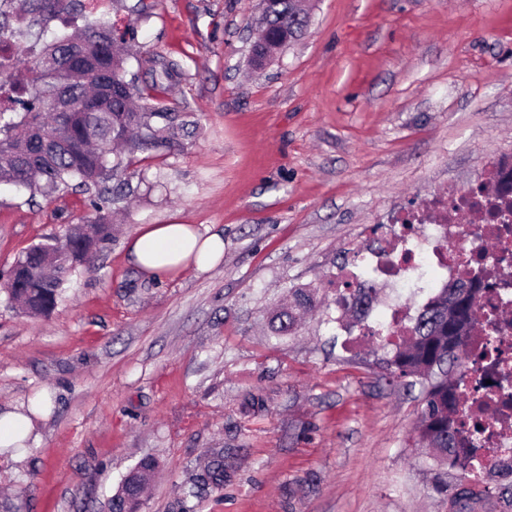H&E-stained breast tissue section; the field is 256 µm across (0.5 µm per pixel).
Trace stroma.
<instances>
[{
  "label": "stroma",
  "instance_id": "stroma-1",
  "mask_svg": "<svg viewBox=\"0 0 512 512\" xmlns=\"http://www.w3.org/2000/svg\"><path fill=\"white\" fill-rule=\"evenodd\" d=\"M307 4L306 33L258 68L260 0H102L137 87L197 126L131 155L110 243L50 314L0 292V409L51 397L33 447H0V512L21 492L27 512H106L146 458L139 512H448L458 472L414 445L420 389L389 379L382 336H337L334 281L351 244L382 240L387 210L512 152V0ZM91 197L0 185V273ZM144 224L222 233L224 257L146 276L126 252ZM292 288L315 307L274 334ZM216 448L223 488L185 497Z\"/></svg>",
  "mask_w": 512,
  "mask_h": 512
}]
</instances>
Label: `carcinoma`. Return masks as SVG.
Here are the masks:
<instances>
[{
    "label": "carcinoma",
    "mask_w": 512,
    "mask_h": 512,
    "mask_svg": "<svg viewBox=\"0 0 512 512\" xmlns=\"http://www.w3.org/2000/svg\"><path fill=\"white\" fill-rule=\"evenodd\" d=\"M92 0H24L15 13L21 21L37 22L47 16L67 28L69 17L84 12ZM265 31L262 43L270 44L287 34L302 36L308 18L299 0H264ZM109 78L107 85L78 69L70 73L71 96L81 105L78 112H57L52 103L58 90L57 71L68 66L73 43ZM119 40L112 26L88 23L79 31L42 44L16 45L19 56L33 58L21 76L8 75L5 82L24 92L36 107L18 112L0 105V185L24 188L31 194L50 197L77 181L86 189L96 188L95 217L80 218L81 225L63 236L25 249L15 260L0 289L8 301L20 304L31 315H47L57 306L69 277L80 267L91 268L96 254L112 239L110 206L122 200L129 186L124 176L122 156L137 152L169 149L184 130L152 97H144L134 81L126 79L125 59L116 49ZM163 119L160 125L156 119ZM376 293L373 288L352 290L343 310L360 319L364 307ZM314 305L313 294L305 288L291 290L289 307L271 318L279 333L294 331L299 318ZM480 322L473 289L443 288L425 305L412 326L409 338L392 349L386 370L393 378H407L409 385L421 387L424 407L415 428L416 443H425L436 459L460 471L454 486L449 512H473L474 504L489 493L467 480V451L460 442L458 419L463 411L457 383L465 375L462 344L467 332ZM157 468L153 459L141 461L124 479L108 502V512H137L143 488ZM224 485V450L219 449L204 473L188 491Z\"/></svg>",
    "instance_id": "obj_1"
}]
</instances>
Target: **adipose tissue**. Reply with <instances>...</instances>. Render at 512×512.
<instances>
[{
	"mask_svg": "<svg viewBox=\"0 0 512 512\" xmlns=\"http://www.w3.org/2000/svg\"><path fill=\"white\" fill-rule=\"evenodd\" d=\"M128 256L149 276H178L188 267L207 271L224 256L221 233H201L190 224H147L130 238Z\"/></svg>",
	"mask_w": 512,
	"mask_h": 512,
	"instance_id": "ef3b65f1",
	"label": "adipose tissue"
}]
</instances>
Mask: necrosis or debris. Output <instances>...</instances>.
Returning <instances> with one entry per match:
<instances>
[{
	"label": "necrosis or debris",
	"instance_id": "1",
	"mask_svg": "<svg viewBox=\"0 0 512 512\" xmlns=\"http://www.w3.org/2000/svg\"><path fill=\"white\" fill-rule=\"evenodd\" d=\"M512 185V154L496 157L480 186L449 187L442 195L420 197L413 207L390 217L395 230L386 242L363 245L354 263L336 274L337 282L380 288V317L364 312V333L383 326L401 335L416 321L403 291L451 288L477 283L483 326L464 348L470 368L458 390L465 399L461 416L476 434L473 468L488 461L512 464V214L498 205L497 187ZM496 327L487 334L485 324Z\"/></svg>",
	"mask_w": 512,
	"mask_h": 512
}]
</instances>
